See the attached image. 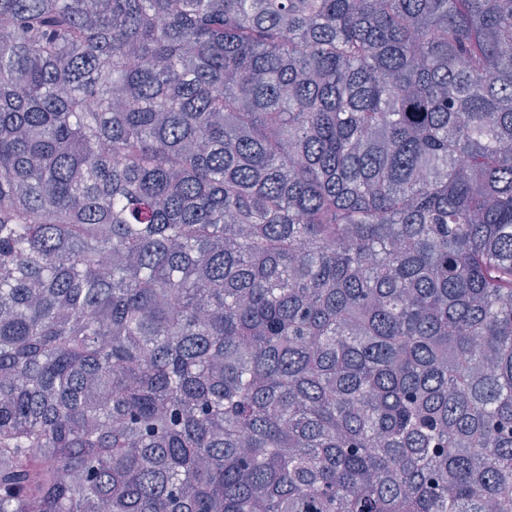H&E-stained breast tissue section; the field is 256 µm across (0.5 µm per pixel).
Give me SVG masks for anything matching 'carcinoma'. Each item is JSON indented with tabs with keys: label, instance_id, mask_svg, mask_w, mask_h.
I'll use <instances>...</instances> for the list:
<instances>
[{
	"label": "carcinoma",
	"instance_id": "1",
	"mask_svg": "<svg viewBox=\"0 0 512 512\" xmlns=\"http://www.w3.org/2000/svg\"><path fill=\"white\" fill-rule=\"evenodd\" d=\"M0 512H512V0H0Z\"/></svg>",
	"mask_w": 512,
	"mask_h": 512
}]
</instances>
